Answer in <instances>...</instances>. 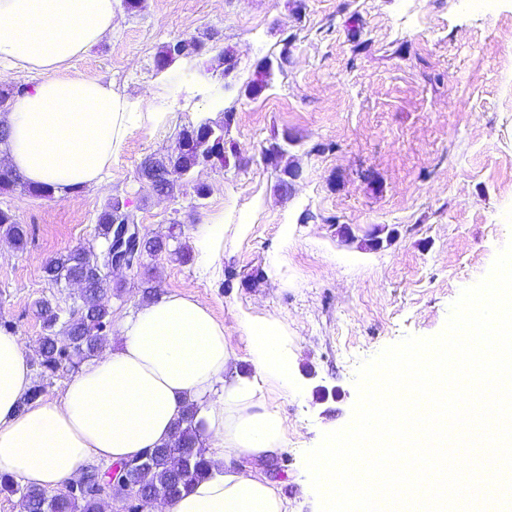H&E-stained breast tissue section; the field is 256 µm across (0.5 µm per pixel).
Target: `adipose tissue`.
Listing matches in <instances>:
<instances>
[{"mask_svg": "<svg viewBox=\"0 0 512 512\" xmlns=\"http://www.w3.org/2000/svg\"><path fill=\"white\" fill-rule=\"evenodd\" d=\"M118 0H0V81L16 69L38 81L0 121L10 137L6 157L24 180L56 190L93 187L134 127L155 128L167 115L152 98L131 104L112 83L63 73L112 32ZM230 226L212 213L190 234L213 276L223 273ZM121 347L82 364L60 397L25 403L32 372L23 339L0 332V474L49 492L100 462L115 463L161 447L185 403L199 406L201 434L220 473L193 483L150 512H289L264 478L234 472L242 459H264L288 445L266 389L289 386L287 333L271 318L219 322L194 296L173 292L119 318ZM248 344L253 378L236 367L230 343Z\"/></svg>", "mask_w": 512, "mask_h": 512, "instance_id": "adipose-tissue-1", "label": "adipose tissue"}]
</instances>
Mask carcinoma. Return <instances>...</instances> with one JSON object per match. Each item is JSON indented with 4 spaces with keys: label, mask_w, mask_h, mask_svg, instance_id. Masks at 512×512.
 <instances>
[{
    "label": "carcinoma",
    "mask_w": 512,
    "mask_h": 512,
    "mask_svg": "<svg viewBox=\"0 0 512 512\" xmlns=\"http://www.w3.org/2000/svg\"><path fill=\"white\" fill-rule=\"evenodd\" d=\"M201 43L200 39L184 40L177 51L170 44L164 46L156 56L157 70L163 71L181 58L192 57ZM231 115L232 111L227 110L218 120L207 118L197 125L183 128L178 137V152L146 159L140 166L139 174L152 180L157 194L173 197L179 187L168 177L170 170L176 169L190 177L200 167L216 164L226 167L230 159L224 144ZM290 142L292 139L287 135L280 140L275 138L263 147L262 153H269L275 161L280 162L287 155ZM16 187L39 197H50L55 192L52 186L27 184L10 167L0 165V192ZM135 221L137 218L133 211L119 214L116 206L109 204L97 219L100 247H76L46 261L44 272L51 283L68 286L79 282L83 285V292L64 315L47 299L35 303V313L43 325L38 359L41 372L54 374L67 367L73 368L77 361L94 357L103 349L112 324V306L105 301V295L110 292L116 297L122 295V287L110 288L108 269L112 254L119 253L126 260L135 261L138 268L144 269L147 287L143 293L149 298L158 297L159 292L150 285L153 272L145 264V259L171 253L185 263L193 260V254L179 240L176 224H171L165 234L148 235L141 239L123 236V225ZM2 225L16 246L27 244V227L18 223L11 212L0 209ZM196 415L197 407L192 404L187 406L176 426L178 436L174 442L160 448L146 449L145 460L140 463L130 465L126 461L120 462L122 466H130V476L144 499L149 500L157 494L175 499L193 482L210 474L212 461L199 438ZM177 456L183 459L180 469L173 466V459ZM110 475L111 472L98 467L90 468L84 473L86 486L79 494L69 488L48 493L39 487L22 486L16 480L0 475V493L22 495L27 500L29 512H105L106 497L100 495L99 486Z\"/></svg>",
    "instance_id": "carcinoma-1"
}]
</instances>
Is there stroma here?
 <instances>
[{
	"label": "stroma",
	"instance_id": "35a3bbf8",
	"mask_svg": "<svg viewBox=\"0 0 512 512\" xmlns=\"http://www.w3.org/2000/svg\"><path fill=\"white\" fill-rule=\"evenodd\" d=\"M296 1L142 0L140 11H116L111 36L70 70L133 102L156 95L168 120L134 130L97 187L49 199L0 192V208L30 232L21 249L0 230V325L37 352L34 302L65 311L75 296L45 278L44 263L97 244L112 198H129L149 234L179 222L185 243L214 212L228 224L248 217V233L226 243L222 278L173 255L152 265L163 293L191 291L218 320L248 314L284 326L290 388L274 397L288 429L276 456L284 469L246 460L234 471L271 477L294 512H319L304 454L349 423L360 362L404 336L440 334L451 304L512 240V0L485 11L464 0H300V10ZM208 32L213 52L156 69L164 45ZM284 47L288 67L259 96L245 94L256 63ZM225 49L239 60L227 77L215 60ZM227 110L226 140L242 164L197 169L205 201L187 184L170 198L139 181L141 162L172 152L182 128ZM286 132L288 163L302 176L283 194L261 148ZM340 223L395 236L378 250L347 245ZM320 386L335 396L318 400Z\"/></svg>",
	"mask_w": 512,
	"mask_h": 512
}]
</instances>
